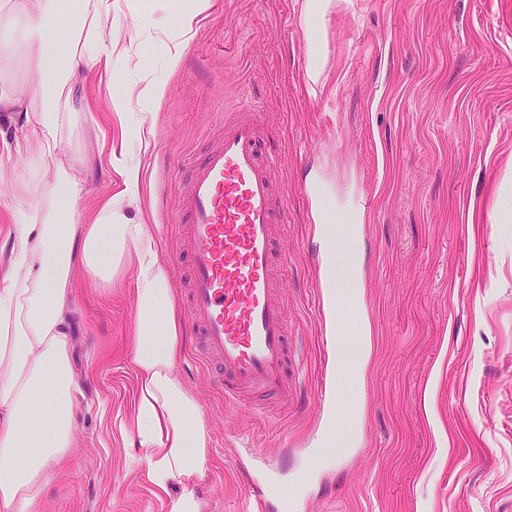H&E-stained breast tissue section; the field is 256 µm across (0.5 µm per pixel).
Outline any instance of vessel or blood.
Here are the masks:
<instances>
[{
    "mask_svg": "<svg viewBox=\"0 0 512 512\" xmlns=\"http://www.w3.org/2000/svg\"><path fill=\"white\" fill-rule=\"evenodd\" d=\"M262 158L249 109L224 123L216 144L191 164L178 204L177 238L189 261L186 304L206 354L222 368L224 401L256 391L265 404L287 401L288 327L272 278L274 227L286 214Z\"/></svg>",
    "mask_w": 512,
    "mask_h": 512,
    "instance_id": "obj_1",
    "label": "vessel or blood"
}]
</instances>
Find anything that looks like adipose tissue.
Segmentation results:
<instances>
[{
  "instance_id": "obj_1",
  "label": "adipose tissue",
  "mask_w": 512,
  "mask_h": 512,
  "mask_svg": "<svg viewBox=\"0 0 512 512\" xmlns=\"http://www.w3.org/2000/svg\"><path fill=\"white\" fill-rule=\"evenodd\" d=\"M328 6L329 0H304L302 6L312 83L325 61L318 30ZM74 9L78 17L65 40L33 52L31 36L56 25L70 8L63 0H0V28L12 32V50L23 51L35 76L24 91L0 81V112L25 113L37 128L33 137L0 141V165L15 158L31 164L28 177L15 185L27 204L15 212L10 265L0 273V512H36L53 467L74 440L70 328L77 268L104 291L132 274L138 382L118 425L132 437V462L165 512H206L200 488L210 439L197 398L176 372L183 331L170 271L144 219L122 209L124 199L141 193V161L125 152L111 155L124 191L87 210L74 162L57 154L90 108L89 77L117 67L102 24L112 0H77Z\"/></svg>"
}]
</instances>
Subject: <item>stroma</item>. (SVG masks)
<instances>
[{"instance_id": "1", "label": "stroma", "mask_w": 512, "mask_h": 512, "mask_svg": "<svg viewBox=\"0 0 512 512\" xmlns=\"http://www.w3.org/2000/svg\"><path fill=\"white\" fill-rule=\"evenodd\" d=\"M304 0H211L182 50L169 38L186 0H153L145 55L128 37L133 0H112L113 80L72 134L86 157L84 206L123 191L112 150L141 154L144 185L130 216L145 215L185 308L177 203L189 158L208 150L227 111L256 103L265 153L280 163L288 255L281 306L299 368V400L257 415L228 407L212 360L187 326L177 370L210 437L207 512H252L248 484L289 487L329 418L320 399L334 358L322 336L316 270L326 245L304 186L323 181L334 213L367 196L355 225L363 296L351 320L372 340L364 387L343 391L362 410L348 451L320 462L288 512H512V0H333L321 37L326 60L306 81ZM177 64H170L171 52ZM162 83L157 108L140 87ZM129 104L110 111L113 89ZM148 148L129 137L146 111ZM0 173V241L14 229V184ZM74 443L54 467L40 512H162L115 426L130 405L137 313L132 278L109 293L76 270Z\"/></svg>"}]
</instances>
